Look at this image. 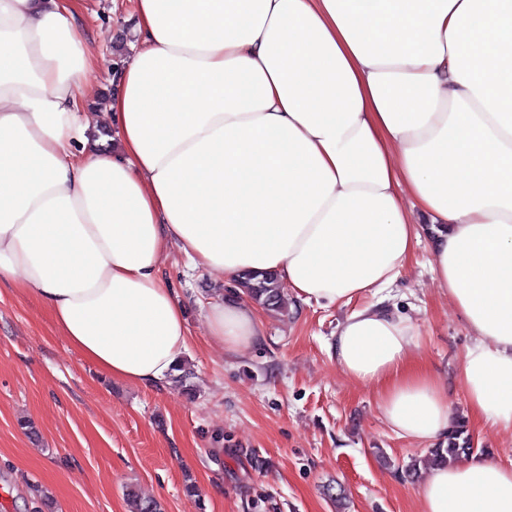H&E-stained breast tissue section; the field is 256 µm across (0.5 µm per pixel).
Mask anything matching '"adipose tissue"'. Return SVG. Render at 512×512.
Here are the masks:
<instances>
[{
	"label": "adipose tissue",
	"mask_w": 512,
	"mask_h": 512,
	"mask_svg": "<svg viewBox=\"0 0 512 512\" xmlns=\"http://www.w3.org/2000/svg\"><path fill=\"white\" fill-rule=\"evenodd\" d=\"M84 5L0 0V282L100 375L150 387L189 345L170 248L231 280L276 273L346 308L337 369L398 436L435 443L448 391L382 295L427 238L475 338L468 412L512 430V0H135L108 95L86 81ZM207 329L241 353L263 321L229 293ZM419 495L421 512H512V463L436 467Z\"/></svg>",
	"instance_id": "ef3b65f1"
}]
</instances>
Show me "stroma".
Masks as SVG:
<instances>
[{
    "label": "stroma",
    "instance_id": "obj_1",
    "mask_svg": "<svg viewBox=\"0 0 512 512\" xmlns=\"http://www.w3.org/2000/svg\"><path fill=\"white\" fill-rule=\"evenodd\" d=\"M132 0H86L81 19L107 62L89 77L108 89L133 56ZM428 244L391 285L417 326L420 363L448 384L453 416L468 408L458 371L473 336L436 287ZM161 277L189 315V388L101 377L36 299L0 284V512H129L128 492L162 512H419L420 478L407 465L427 445L399 437L372 388L341 375L329 344L344 309L289 300L263 315L265 337L230 355L206 334L224 276L171 250ZM195 486L187 496L186 486Z\"/></svg>",
    "mask_w": 512,
    "mask_h": 512
}]
</instances>
